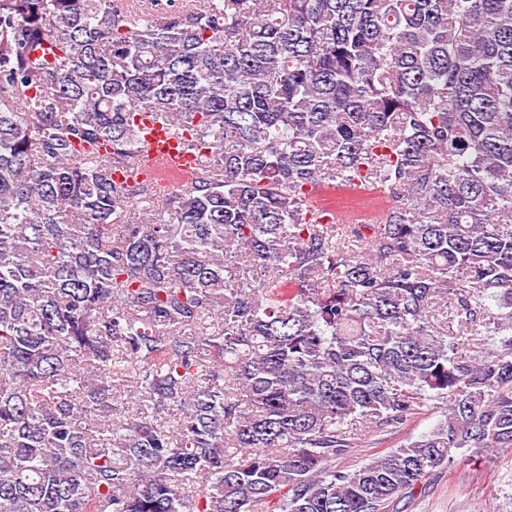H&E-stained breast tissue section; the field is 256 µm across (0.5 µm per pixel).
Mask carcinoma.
I'll return each mask as SVG.
<instances>
[{
    "label": "carcinoma",
    "instance_id": "cac0c4a2",
    "mask_svg": "<svg viewBox=\"0 0 512 512\" xmlns=\"http://www.w3.org/2000/svg\"><path fill=\"white\" fill-rule=\"evenodd\" d=\"M142 3L0 0V512H393L511 451L512 0ZM145 114L203 173L135 208ZM361 196V198L358 200L356 205L352 207L351 209H344L351 213L356 214L360 220L356 223H349L351 225L353 224H364V223H371L369 221V216L372 213V211L375 208H378L375 204V200L383 202L382 208L385 210H388L392 207H394L397 204H400V198H397L396 196L392 195L388 192H383L379 190H372V191H364L361 194H358ZM371 224H379V223H371ZM441 418L443 417L439 408L424 407L419 414L401 427L389 428L387 432L373 433L368 436L361 447L354 449L349 462L351 464H361L378 452L405 443L408 438H417L433 428Z\"/></svg>",
    "mask_w": 512,
    "mask_h": 512
}]
</instances>
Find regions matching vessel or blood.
<instances>
[{
  "label": "vessel or blood",
  "instance_id": "vessel-or-blood-1",
  "mask_svg": "<svg viewBox=\"0 0 512 512\" xmlns=\"http://www.w3.org/2000/svg\"><path fill=\"white\" fill-rule=\"evenodd\" d=\"M142 139L148 159L147 166L142 169L144 176L154 178L171 173L186 180L198 175L199 155L180 136L173 134L169 126L144 120Z\"/></svg>",
  "mask_w": 512,
  "mask_h": 512
}]
</instances>
